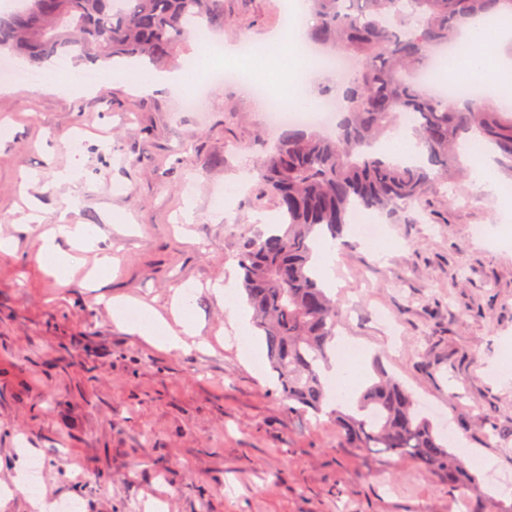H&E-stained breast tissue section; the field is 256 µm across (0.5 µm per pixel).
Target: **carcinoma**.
Listing matches in <instances>:
<instances>
[{
	"label": "carcinoma",
	"instance_id": "obj_1",
	"mask_svg": "<svg viewBox=\"0 0 512 512\" xmlns=\"http://www.w3.org/2000/svg\"><path fill=\"white\" fill-rule=\"evenodd\" d=\"M0 13V55L41 67L69 55L79 63L136 57L168 59L199 25L224 26V0H23ZM312 43L355 61L349 79L321 95L343 100L331 135L284 129L258 175L279 223L250 241L239 258L241 289L264 336L269 373L292 408L316 415L328 400L341 313L319 283L317 243L336 237L355 212L413 220L423 200L465 178L461 155L492 148L512 178V106L493 96H442L421 74L433 55L476 18L512 15V0H310ZM422 147L411 164L390 161L379 142L403 129ZM344 448H380L416 460L450 484L478 485V474L451 451L448 437L419 411L396 380L378 375L353 413L334 410Z\"/></svg>",
	"mask_w": 512,
	"mask_h": 512
}]
</instances>
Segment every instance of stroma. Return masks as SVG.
<instances>
[{"mask_svg": "<svg viewBox=\"0 0 512 512\" xmlns=\"http://www.w3.org/2000/svg\"><path fill=\"white\" fill-rule=\"evenodd\" d=\"M282 24L281 0H224L225 44L255 49ZM0 82V512H34L8 494L30 456L39 488L84 512H458L468 498L512 505V200L475 180L429 196L410 223H384L377 247L345 230L330 292L340 333L357 343L360 385L382 370L413 392L474 463L454 487L412 459L341 447L330 413L290 409L263 353L242 351L214 284L238 282V257L277 214L257 173L277 131L236 84L212 85L184 112L180 91L136 92L124 65L66 59L73 94ZM77 165L73 180L58 177ZM92 224L112 270L92 287L82 253L71 284L36 262L59 221ZM485 234H476V227ZM196 326L168 351L119 328L108 299L137 300L174 321V295ZM387 311L392 327L374 321Z\"/></svg>", "mask_w": 512, "mask_h": 512, "instance_id": "35a3bbf8", "label": "stroma"}]
</instances>
